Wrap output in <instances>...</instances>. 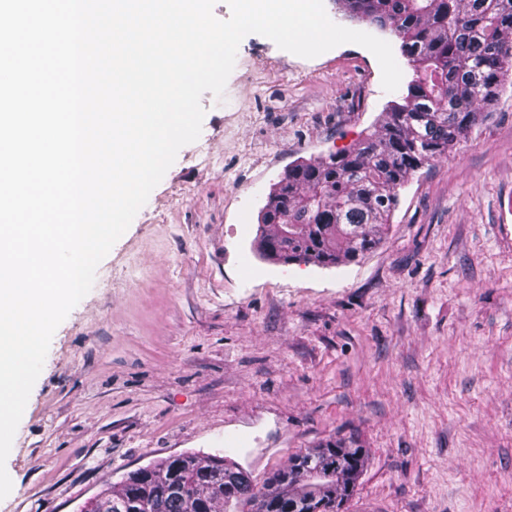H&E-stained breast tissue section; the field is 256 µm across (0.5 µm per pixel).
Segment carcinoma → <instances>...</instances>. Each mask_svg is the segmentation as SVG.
<instances>
[{
    "label": "carcinoma",
    "mask_w": 512,
    "mask_h": 512,
    "mask_svg": "<svg viewBox=\"0 0 512 512\" xmlns=\"http://www.w3.org/2000/svg\"><path fill=\"white\" fill-rule=\"evenodd\" d=\"M336 11L397 34L416 77L365 138L288 168L259 225L260 255L284 265L339 266L371 251L398 188L468 135L512 66V0H336ZM367 460L362 445L331 438L257 488L221 456L181 453L126 473L80 512H339Z\"/></svg>",
    "instance_id": "carcinoma-1"
}]
</instances>
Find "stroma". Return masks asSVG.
<instances>
[{
  "label": "stroma",
  "mask_w": 512,
  "mask_h": 512,
  "mask_svg": "<svg viewBox=\"0 0 512 512\" xmlns=\"http://www.w3.org/2000/svg\"><path fill=\"white\" fill-rule=\"evenodd\" d=\"M398 92L366 48L307 59L251 34L90 292L56 329L0 512H78L193 451L254 484L331 438L367 465L344 512H512V75L399 190L381 243L273 265L258 216L298 160L350 146Z\"/></svg>",
  "instance_id": "obj_1"
}]
</instances>
